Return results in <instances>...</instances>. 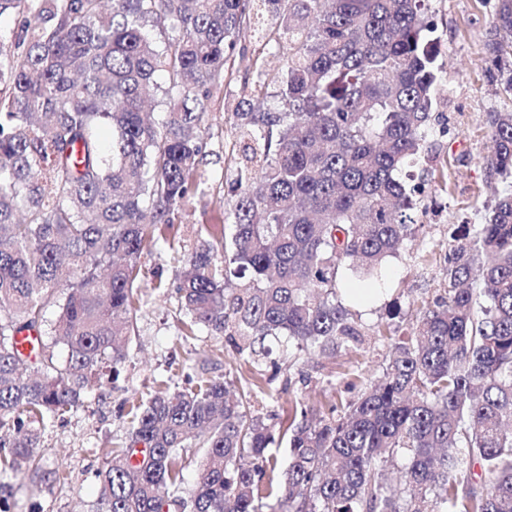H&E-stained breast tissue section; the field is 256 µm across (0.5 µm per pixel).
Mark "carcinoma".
Here are the masks:
<instances>
[{"label":"carcinoma","instance_id":"cac0c4a2","mask_svg":"<svg viewBox=\"0 0 512 512\" xmlns=\"http://www.w3.org/2000/svg\"><path fill=\"white\" fill-rule=\"evenodd\" d=\"M424 3L0 0L15 20L0 28V512L9 476L64 480L33 452L41 427L125 363L141 254L174 246L176 214L208 180V101L253 11L275 20L265 47L288 45L280 73L250 83L277 107L233 113L236 199L185 249L180 336L231 329L257 376L268 337L321 353L362 342L337 277L379 274L415 223L407 180L439 93ZM490 35L512 57V0H496ZM487 162L512 178V111L494 113ZM451 237L448 299L390 343L344 416L280 424V475L275 433L228 382L161 380L107 450L95 512H512V188ZM29 330L32 358L16 348ZM192 448L204 454L187 486ZM401 455L390 489L381 471Z\"/></svg>","mask_w":512,"mask_h":512}]
</instances>
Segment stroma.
<instances>
[{"instance_id": "obj_1", "label": "stroma", "mask_w": 512, "mask_h": 512, "mask_svg": "<svg viewBox=\"0 0 512 512\" xmlns=\"http://www.w3.org/2000/svg\"><path fill=\"white\" fill-rule=\"evenodd\" d=\"M427 8L438 39L436 67L442 92L433 112L439 132L432 137L422 166L444 171L448 187L440 189L428 176L419 179L414 233L397 255L388 258L364 300H352L353 274L340 272V293L359 315L364 332L357 347L333 356L304 352L292 366L278 344L269 342L263 366L266 384L251 396L248 407L271 425L286 419L298 401L313 414L332 408L344 415L362 381L382 376L390 338L410 334L421 313L447 296L445 256L456 246L449 227L482 223L493 201L494 179L485 162L491 117L512 110V93L497 82L499 61L488 46L494 0H427ZM244 46V53L235 55L223 88L215 90L209 103L203 158L209 182L204 192L186 200L179 213L177 237L182 244L150 249L141 257V309L118 377L87 393L78 409L47 425L41 434V448L53 454L68 480L39 488L30 476L13 478L11 512H33L37 507L43 512H93L104 451L127 440L131 402L152 393L157 380L182 389L192 380L225 376L235 365L238 354L228 334L204 329L180 338L174 281L182 264V245L193 244L200 224L234 198L236 152L230 115L245 92V79L257 67L271 74L281 71L288 56L284 49H263L251 36Z\"/></svg>"}]
</instances>
